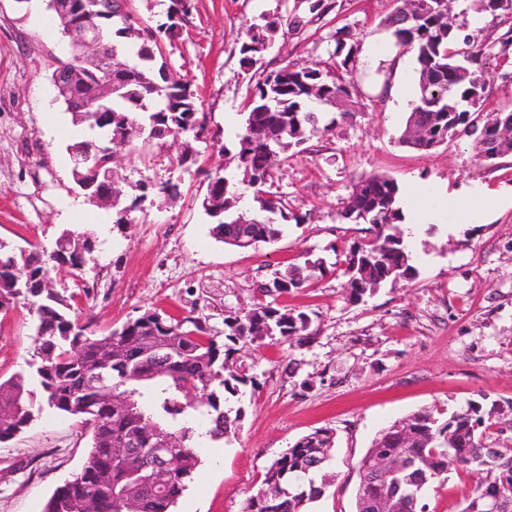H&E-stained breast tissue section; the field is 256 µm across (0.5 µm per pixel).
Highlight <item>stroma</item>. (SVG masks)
Returning <instances> with one entry per match:
<instances>
[{"label": "stroma", "mask_w": 512, "mask_h": 512, "mask_svg": "<svg viewBox=\"0 0 512 512\" xmlns=\"http://www.w3.org/2000/svg\"><path fill=\"white\" fill-rule=\"evenodd\" d=\"M305 0H196L182 38L166 55L178 78L203 102L218 143H194V161H177L176 148L153 139L129 161L119 149L126 223L111 206L89 200L74 182L76 139L100 140L89 123L73 124L52 82L71 47L47 5L0 0V242L18 249L52 250L66 227L87 230L94 250L82 269H56L55 288L98 336L145 310L205 320L212 334L224 319L249 308L257 282L275 271L322 257L326 274L276 298L277 306L308 312L310 342L297 348L279 339L243 348V367L254 379L231 398L243 411L235 437L203 449L201 463L176 512H243L269 464L298 438L318 428L335 433L328 462L333 484L310 512H354L358 466L378 433L415 412L448 418L467 402L488 396L512 402V208L485 224L423 225L415 251L424 259L410 281L385 285L359 303L347 298L337 265L365 235L339 213L354 181L385 174L407 187L416 180L458 191L470 181L492 192L512 190V157L481 161L469 138L432 151L404 146L406 113L394 89L416 90L411 55L390 54L369 66L357 60L355 114L300 146L276 166L273 191L286 194L302 223H288L274 243L241 249L218 242L201 207L202 170L232 173L224 149L242 127L243 104L253 85L239 63L245 25L286 9L306 26L276 38L261 64L320 62L331 69L328 41L347 26L361 44H390L384 20L393 0H335L321 18H308ZM455 23L478 43L491 45L483 62L485 111L512 104V10L476 15L464 0L453 4ZM479 25H472L473 17ZM169 184L160 195L155 185ZM32 317L25 306L0 313V380L26 370L32 352ZM76 419L44 411L13 440L0 444V512H42L57 487L76 473L90 447ZM481 475L456 469L423 493L427 512H461Z\"/></svg>", "instance_id": "1"}]
</instances>
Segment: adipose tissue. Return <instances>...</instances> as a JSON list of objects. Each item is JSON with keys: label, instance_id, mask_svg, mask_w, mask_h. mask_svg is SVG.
Segmentation results:
<instances>
[{"label": "adipose tissue", "instance_id": "obj_1", "mask_svg": "<svg viewBox=\"0 0 512 512\" xmlns=\"http://www.w3.org/2000/svg\"><path fill=\"white\" fill-rule=\"evenodd\" d=\"M417 203L405 208V233L415 238L423 224L483 223L487 215L500 207L512 204V199L492 196L480 183H472L464 194L446 195L434 191L429 185L418 183L414 186Z\"/></svg>", "mask_w": 512, "mask_h": 512}]
</instances>
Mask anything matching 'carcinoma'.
I'll use <instances>...</instances> for the list:
<instances>
[{
	"label": "carcinoma",
	"instance_id": "obj_1",
	"mask_svg": "<svg viewBox=\"0 0 512 512\" xmlns=\"http://www.w3.org/2000/svg\"><path fill=\"white\" fill-rule=\"evenodd\" d=\"M179 7L178 22L165 21L148 29L145 36L132 39L131 29L106 23L112 29L113 44L126 47L129 40L139 56L131 70L123 69L121 59L112 70L109 121L112 132L128 138L136 149L146 126L167 131L177 141L196 138L208 129L202 101L191 85L171 76L165 64H157L171 44L168 32L178 25L186 27L195 8L194 0ZM304 25L302 18L279 13L264 17V23L245 27L240 45V64L251 70L262 59L269 42L286 36ZM392 43L400 55L415 58L418 93L409 116L425 117L426 137L415 144L424 151L450 142L448 125L472 139L476 156L483 158V143L490 136L491 113L482 106L460 108L455 112H436L431 104L448 97V84L456 85L459 99L483 94L485 78L477 73L479 60L492 55L490 46H473L464 60L455 47L457 33L448 28L446 6L428 0L426 7L411 22L403 24L397 13L385 21ZM332 56L347 73L354 68L358 38L342 27L332 35ZM463 67L464 73L458 72ZM321 86L322 95L348 98L352 83L331 78L315 64H286L259 74L249 91L243 131L235 142L237 169L241 182L255 188L256 199L266 216L246 228L256 242H273L282 233L283 223L301 217L288 208L284 196H265V185L272 179L266 156L276 153L281 160L288 152L320 130L317 113L307 110L309 87ZM95 160L74 173L76 183L91 191L104 183L111 168V155L104 149L94 152ZM207 191L202 208L212 219L213 236L229 245H238L241 225L233 215L236 197L228 190L229 181H220L206 171ZM401 188L385 175L361 178L352 184L347 204L369 213L368 219L355 220L343 210L340 217L353 223L368 224L370 237L354 244L346 256L348 299L363 300L381 285L411 280L417 274L403 235L397 224L403 221L399 207ZM93 252L87 232L64 229L55 248L15 254L0 242V312L18 303L28 305L33 316V359L27 362V375L0 382V443L14 439L49 409L75 417L91 429L92 444L83 466L72 479L59 486L47 500L43 512H86L85 500L93 499L95 512H172L187 488V480L200 464L197 448L200 439L229 437L236 433L239 416L224 407L229 396L253 378L236 366L237 354L247 345L259 344L263 336L253 334L256 325L271 327L273 335L289 345L313 339L312 319L304 311L277 307L269 298L305 287L324 274L322 259H307L302 267H291L268 282L256 284L257 302L250 308L224 318V341L209 334L201 319L189 315L161 317L146 310L120 328L91 338L71 313L70 304L46 280L59 266L84 267L86 255ZM95 374L104 384H91ZM127 393L131 407L118 413L112 410L110 394L103 387ZM499 404L486 403V397L468 403L467 408L442 421L430 411L416 412L393 423L372 442L367 454L399 451L427 474L428 483L452 469H474L485 478L474 488L462 512L474 504L485 505L489 497L501 492L512 499V445H501L490 454V430L504 434L499 427ZM410 428L411 442H404L397 427ZM162 430L174 438L170 452L181 457L176 471L161 468L157 462L153 432ZM335 445L334 433L316 429L294 442L268 466L262 485L271 482L283 487L278 499H267L256 492L246 499L243 512H306L327 487L325 469Z\"/></svg>",
	"mask_w": 512,
	"mask_h": 512
}]
</instances>
